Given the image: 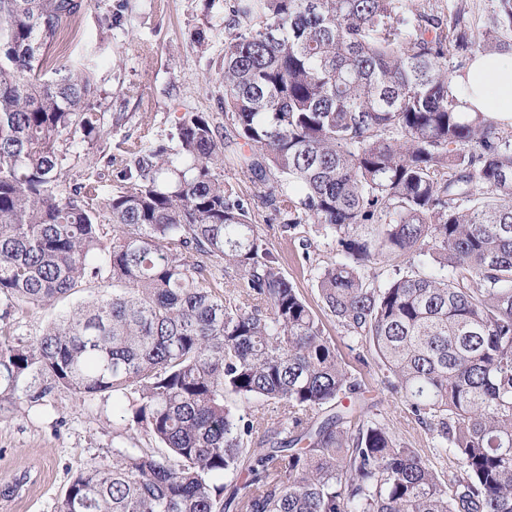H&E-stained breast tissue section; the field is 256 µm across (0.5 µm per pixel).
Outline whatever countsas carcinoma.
<instances>
[{
  "label": "carcinoma",
  "mask_w": 512,
  "mask_h": 512,
  "mask_svg": "<svg viewBox=\"0 0 512 512\" xmlns=\"http://www.w3.org/2000/svg\"><path fill=\"white\" fill-rule=\"evenodd\" d=\"M492 2L479 27L467 0H224L233 139L185 112L176 146L133 142L109 233L87 186L61 192L64 137H103L92 65L48 67L81 4L0 0V296L103 287L33 343L0 337V412L130 395L129 438L159 444L90 462L56 512H512V125L460 111L448 75L512 51ZM224 168L267 186L283 235L335 245L325 312L454 478L341 408L360 383Z\"/></svg>",
  "instance_id": "cac0c4a2"
}]
</instances>
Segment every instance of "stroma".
Here are the masks:
<instances>
[{
	"instance_id": "1",
	"label": "stroma",
	"mask_w": 512,
	"mask_h": 512,
	"mask_svg": "<svg viewBox=\"0 0 512 512\" xmlns=\"http://www.w3.org/2000/svg\"><path fill=\"white\" fill-rule=\"evenodd\" d=\"M115 14L124 15L123 24L111 23ZM67 29L68 44L51 47L49 54L57 62L90 55L97 93L85 108L96 113L104 138L91 145L81 132L67 135L61 145L65 178L90 185V204L107 225L104 202L121 184L130 140L145 134L170 141L186 112L209 113L217 137L226 136L224 0H82ZM228 180L251 198L255 220L284 274L321 314L326 336L366 392L371 416L383 419L431 465L455 474L456 461L436 452L430 436L383 385L375 358L324 315L312 267L334 261L332 246L311 224L305 238L283 236L265 201V186L235 172ZM48 318V310L9 308L0 301V334L14 341H35ZM130 404L123 396L83 401L65 389L53 390L42 406L18 404L0 420V485L18 478L24 484L13 498L0 499V512H55L70 480L87 463L111 461L114 449L130 447L120 419Z\"/></svg>"
}]
</instances>
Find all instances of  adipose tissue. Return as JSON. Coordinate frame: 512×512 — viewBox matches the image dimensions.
<instances>
[{
    "instance_id": "adipose-tissue-1",
    "label": "adipose tissue",
    "mask_w": 512,
    "mask_h": 512,
    "mask_svg": "<svg viewBox=\"0 0 512 512\" xmlns=\"http://www.w3.org/2000/svg\"><path fill=\"white\" fill-rule=\"evenodd\" d=\"M452 86L461 111L512 123V53L477 55L463 73L453 77Z\"/></svg>"
}]
</instances>
